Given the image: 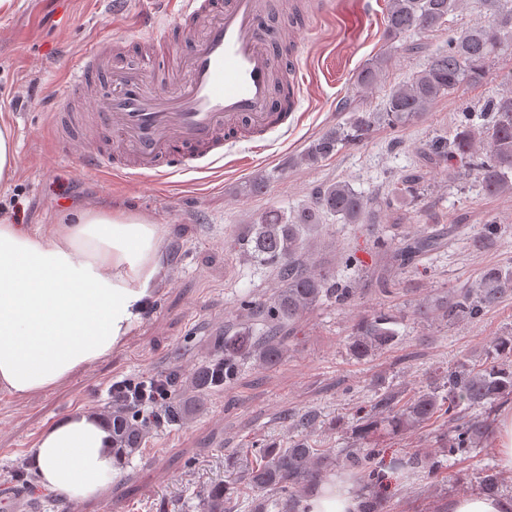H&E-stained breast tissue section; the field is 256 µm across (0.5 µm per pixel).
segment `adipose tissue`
<instances>
[{"label": "adipose tissue", "mask_w": 512, "mask_h": 512, "mask_svg": "<svg viewBox=\"0 0 512 512\" xmlns=\"http://www.w3.org/2000/svg\"><path fill=\"white\" fill-rule=\"evenodd\" d=\"M161 239L119 209L34 230L0 222V391L23 400L55 389L120 347L163 269ZM109 446L97 418L56 419L31 450L38 488L96 496L120 469Z\"/></svg>", "instance_id": "adipose-tissue-1"}]
</instances>
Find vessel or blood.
Wrapping results in <instances>:
<instances>
[{"mask_svg":"<svg viewBox=\"0 0 512 512\" xmlns=\"http://www.w3.org/2000/svg\"><path fill=\"white\" fill-rule=\"evenodd\" d=\"M159 2V12L137 19L139 41L171 42V17L203 27L178 51L165 89L152 88L145 74L121 64L109 39L98 38L85 46L69 81L70 91L95 100L94 123L63 109L53 112L52 126L58 152L105 139L112 154L88 155L90 166L162 184L193 162L211 170L244 136L287 129L307 77L300 54L282 55L287 38L273 22L281 0Z\"/></svg>","mask_w":512,"mask_h":512,"instance_id":"b4317fda","label":"vessel or blood"}]
</instances>
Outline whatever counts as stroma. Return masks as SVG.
Segmentation results:
<instances>
[{
    "mask_svg": "<svg viewBox=\"0 0 512 512\" xmlns=\"http://www.w3.org/2000/svg\"><path fill=\"white\" fill-rule=\"evenodd\" d=\"M387 5L388 0H330L321 19L300 26L309 99L287 138L243 146L239 158H225L222 169L178 175L166 184H130L87 168L82 152L55 154L49 121L52 112L68 105V76L96 36L119 37L126 61L160 82L158 66L175 54L150 55L138 43L135 28L138 15L159 10L158 0H129L117 25L110 0H13L10 11H0V120L10 125L18 152L13 179L0 183V220L32 229L96 205L145 216L164 230L161 280L119 349L57 390L22 401L0 392V488L16 487L30 448L53 419L74 412L95 415L110 405L112 382L174 370L188 398L197 401L188 420L152 428L141 451L97 496L60 509L54 493L30 488L18 500L23 512L35 501L38 512H160L164 506L169 512H197L199 491L224 479L225 455L250 451L255 441L273 438L285 444L293 438L285 412L320 411L324 422L316 439L328 448H346L357 407L378 393L438 380L459 362L482 358L494 336L512 330V297L474 323L447 326L415 314L419 302L474 281L485 267H512V197L456 184L451 168L425 160L431 139L449 133L462 103L481 102L512 87V48L492 62L483 85L442 98L420 122L399 129L377 126L367 144L317 167L298 161L313 139L344 122L343 100L378 108L390 89L417 70L419 54L403 51L393 54L382 83L371 89L355 84L357 72L389 47ZM402 175L422 177V190L392 202L375 225L427 224L444 234L453 225L478 224L490 214L506 236L474 253L452 243L428 261L426 272L403 275L399 285L382 294L367 278L383 264L371 249V226L326 217L325 227L309 238V255L334 268L340 251L352 250L361 275L355 304L344 311L325 306L309 311L280 365L266 369L245 363L229 388L197 396L195 373L211 357L215 336L228 324L247 320L244 294L268 295L278 286L272 271L240 247L248 224L269 209L293 215L329 181H348L380 196L391 179ZM263 176L269 179L265 193L252 195L249 183ZM381 309L400 321L398 344L365 360L353 358L346 345L354 321ZM435 434L431 426L396 435L381 426L372 440L400 455L423 454ZM472 472L461 463L436 478L424 472L404 478L388 512H446L455 497L476 492Z\"/></svg>",
    "mask_w": 512,
    "mask_h": 512,
    "instance_id": "obj_1",
    "label": "stroma"
}]
</instances>
